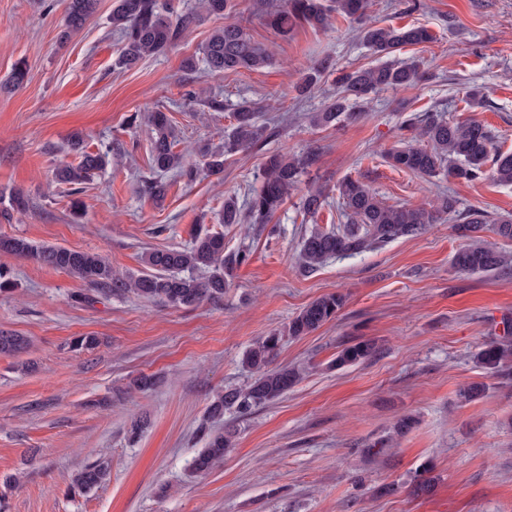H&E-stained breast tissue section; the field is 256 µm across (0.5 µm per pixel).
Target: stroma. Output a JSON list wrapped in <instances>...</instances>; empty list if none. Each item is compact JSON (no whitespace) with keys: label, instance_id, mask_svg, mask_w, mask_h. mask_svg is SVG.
<instances>
[{"label":"stroma","instance_id":"stroma-1","mask_svg":"<svg viewBox=\"0 0 512 512\" xmlns=\"http://www.w3.org/2000/svg\"><path fill=\"white\" fill-rule=\"evenodd\" d=\"M418 2L412 9L407 0H370L369 13L381 25L429 30V42L400 52L422 61L423 81L373 94L360 120L314 127L308 114L340 94L337 72L376 63L343 15H333L328 29L302 24L282 36L252 0H232L234 17L273 64L221 73L201 66L189 76L183 59L197 54L223 17H202L167 55L123 70L110 22L115 0H99L64 44L65 0H0V192L20 189L31 200L27 212H0V235L100 254L120 277L144 271L146 252L186 246L199 230L223 231L225 250L249 254L222 299L188 308L103 295L64 272L0 254L11 281L0 291V331L28 340L24 352L0 355V512H512V374H492L476 361L512 325V271L461 274L452 266L463 243L456 224L472 210L491 222L512 215V185L430 180L381 156L408 140L405 116L423 112L475 119L512 151V0ZM323 58L334 71L298 94L296 84ZM21 60L26 83L4 89ZM475 87L486 95L478 108L466 97ZM189 89L199 102L186 104ZM215 94L223 111L203 104ZM244 102L256 104L277 135L226 154L222 174L173 181L155 203L145 190L154 176L150 129L130 124L131 115L165 107L181 146L216 149ZM76 132L88 151L113 148L78 197V216L68 186L54 180L58 164L77 159L68 145ZM310 149L317 160L305 181L331 192L314 220H304L294 195L268 223L221 227L225 198L242 202L260 188L267 153ZM347 177L390 205L449 193L457 211L418 237L302 271V236L344 221L332 192ZM336 292L346 302L335 319L282 342L277 365L304 371L292 389L249 416L207 420L217 394L250 381L247 350ZM86 334L99 345L70 351L69 340ZM362 339L375 342V354L335 366L337 353ZM142 375L155 386L131 389ZM469 382L485 391L464 403L458 392ZM142 415L150 424L129 443ZM403 416L414 424L394 435ZM205 423L216 433L234 427L236 437L223 462L201 477L192 462L206 444ZM387 436L390 448L371 452ZM96 460L109 465L105 483L69 494L73 475ZM424 466L435 481L416 495L410 480Z\"/></svg>","mask_w":512,"mask_h":512}]
</instances>
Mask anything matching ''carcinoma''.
Instances as JSON below:
<instances>
[{
    "label": "carcinoma",
    "instance_id": "cac0c4a2",
    "mask_svg": "<svg viewBox=\"0 0 512 512\" xmlns=\"http://www.w3.org/2000/svg\"><path fill=\"white\" fill-rule=\"evenodd\" d=\"M230 0H198L195 9L182 12L174 0H115L112 27L122 38L121 53L116 65L132 69L147 57L163 56L172 50L200 17L222 15ZM256 9L270 27L287 34L299 24L316 29L329 27L332 13H340L356 24L362 44L382 62L368 68L343 71L337 77L341 96L325 111L311 116L315 126H330L341 120H357L364 116L361 109L370 95L384 89L408 88L424 79L420 61L397 57L402 48L431 39L423 27H383L368 14L369 0H254ZM97 0H68L60 42L81 29L95 13ZM201 61L212 72L255 70L272 64L267 50L255 42L235 22H226L215 30L201 47ZM332 64L324 58L314 63L296 87L300 94L309 92L331 71ZM151 131V165L155 172H175L189 182L201 175H218L224 171V154L251 149L273 135L268 126L260 123L257 107L243 102L233 112V123L224 136V150L198 147L192 151L177 149L173 121L168 112L156 107L148 113ZM411 131L410 142L389 149L384 158L393 168L425 178L441 174L456 180L476 182L489 176L502 185L512 184V152L495 147V136L481 123L472 120H449L436 112L411 114L403 122ZM70 148L77 154L75 163H61L54 171L55 181L80 192L91 184L109 164L112 149L90 152L81 134L70 136ZM316 161V152L301 154L270 153L260 169L261 188L250 195L246 208L232 198L224 199L222 222L240 224L251 218L256 224L268 220L299 188L302 178ZM340 209L346 223L329 229H314L301 242L299 267L310 271L331 258L359 255L382 247L399 238L421 235L430 224L442 216L456 212L457 201L450 195H439L427 206L412 204L387 205L381 202L368 185L348 178L337 184ZM7 209L24 212L30 198L13 189L7 196ZM325 202L324 192L311 187L300 197L303 215L313 218ZM465 243L452 258L453 268L465 274L499 272L512 267V256L487 243L484 234L492 233L512 241V217L488 222L479 211L471 212L463 224L457 225ZM0 251L41 265L66 272L88 285L110 295L132 292L142 298L175 307H191L204 301L224 297L227 277L244 263L245 250L224 253V235L195 234L186 247L154 249L144 258L145 271L126 279L112 274V266L101 255L57 245H48L24 237H0ZM345 305V296L333 293L321 296L305 306L288 322L284 332L262 337L244 358L253 378L245 386L228 389L208 407V418H220L232 411L245 417L260 405L272 402L288 392L299 380V371L272 368L284 335L307 336L334 319ZM26 347V339L12 333H0V354H17ZM375 353V346L360 340L341 349L336 366H355ZM479 364L497 374L512 358V342H490L476 354ZM235 432L207 435L205 448L193 460L197 474L209 473L224 459L233 445ZM423 467L411 478L416 492L427 491L433 477ZM109 474L103 462L84 465L70 486L73 494L86 495L103 484Z\"/></svg>",
    "mask_w": 512,
    "mask_h": 512
}]
</instances>
